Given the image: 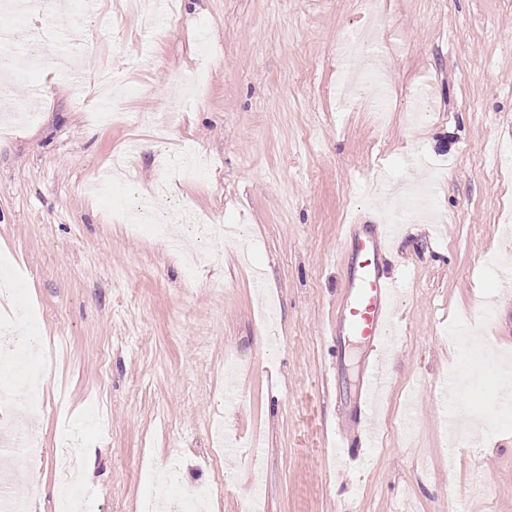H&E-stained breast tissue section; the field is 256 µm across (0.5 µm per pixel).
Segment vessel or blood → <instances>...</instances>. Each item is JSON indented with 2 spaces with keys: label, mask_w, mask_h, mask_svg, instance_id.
Returning a JSON list of instances; mask_svg holds the SVG:
<instances>
[{
  "label": "vessel or blood",
  "mask_w": 512,
  "mask_h": 512,
  "mask_svg": "<svg viewBox=\"0 0 512 512\" xmlns=\"http://www.w3.org/2000/svg\"><path fill=\"white\" fill-rule=\"evenodd\" d=\"M390 225H379L375 234H350L344 239V259L352 270L342 310L336 316V337L357 336L370 345L372 358L363 374L359 418L367 420L382 391L385 353L396 345L395 284L381 270V258L389 248Z\"/></svg>",
  "instance_id": "1"
}]
</instances>
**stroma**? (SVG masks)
<instances>
[{
    "label": "stroma",
    "instance_id": "1",
    "mask_svg": "<svg viewBox=\"0 0 512 512\" xmlns=\"http://www.w3.org/2000/svg\"><path fill=\"white\" fill-rule=\"evenodd\" d=\"M381 38L362 46L386 73L390 108L368 98L341 108L340 42L369 22L361 0H179L147 32L121 0L88 13L49 4L18 28L21 76L0 119L27 101L38 117L0 138V275L24 282L18 330L59 342L38 357L45 378L29 419L37 465L16 459L12 488L35 512H56L59 433L97 408L79 439L90 512H140L156 466L178 465L189 491L214 481L216 423L237 438L222 455L223 494L211 512H241L254 472L263 512H512V425L501 404L474 398L480 438L448 432L441 391L459 369L455 324L477 323L512 355V0H378ZM121 26H114L115 14ZM60 40L39 39L44 27ZM97 39L84 47L76 28ZM107 67L130 120L92 119L88 93L63 60ZM429 96L410 121L408 96ZM183 104L168 142L146 141L168 103ZM195 173L170 183L172 204L238 225L220 243L179 227L182 254L125 213L145 198L164 155ZM392 186L434 184L432 224L404 221L385 269L397 287L401 344L363 459L333 458L342 401H354L365 343L327 333L347 281V224L383 223ZM237 361L226 374V359Z\"/></svg>",
    "mask_w": 512,
    "mask_h": 512
}]
</instances>
